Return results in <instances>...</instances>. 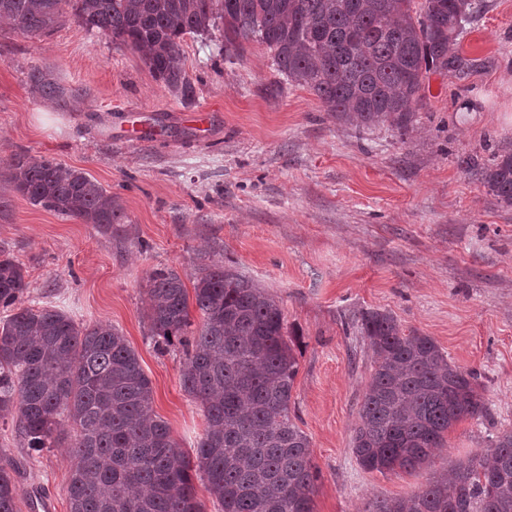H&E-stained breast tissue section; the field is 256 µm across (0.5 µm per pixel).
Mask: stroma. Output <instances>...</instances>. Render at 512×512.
I'll list each match as a JSON object with an SVG mask.
<instances>
[{"label":"stroma","instance_id":"1","mask_svg":"<svg viewBox=\"0 0 512 512\" xmlns=\"http://www.w3.org/2000/svg\"><path fill=\"white\" fill-rule=\"evenodd\" d=\"M223 29L185 35L195 83L182 101L141 53L80 27L21 36L0 22V246L29 284L25 305L119 329L152 383V409L195 454L201 406L183 389L182 349L149 337V275L191 283L221 262L279 302L299 371L290 412L320 472L315 512H367L423 489L433 474L480 453L512 427V207L463 162L512 148V0H485L459 38L463 73L430 74L407 133L347 126L308 88L283 84L259 40L223 53ZM56 69L87 89L83 111L33 99L28 74ZM208 108L207 130L189 115ZM25 152L86 172L120 198L111 233L33 205L10 190L6 164ZM392 313L432 337L450 362L476 370L487 410L464 419L430 462L382 474L359 466L354 430L375 356L360 336L364 310ZM14 470L16 512H69L66 446L23 447L0 422Z\"/></svg>","mask_w":512,"mask_h":512}]
</instances>
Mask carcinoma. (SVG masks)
Masks as SVG:
<instances>
[{"mask_svg": "<svg viewBox=\"0 0 512 512\" xmlns=\"http://www.w3.org/2000/svg\"><path fill=\"white\" fill-rule=\"evenodd\" d=\"M0 0V18L22 36L48 35L72 14L88 31L144 55L164 88L184 101L186 34L224 25V49L252 38L273 52L287 81L308 87L340 122L387 123L406 133L430 72L459 70L457 38L481 9L476 0ZM33 98L77 112L88 93L65 87L50 67L28 75ZM15 192L32 204L109 232L127 217L85 173L45 157L8 162ZM488 192L512 206V150L480 167ZM147 320L162 349L185 350L181 385L200 402L205 428L197 470L224 512H314L318 469L290 403L298 361L280 305L258 285L213 263L188 294L172 269L151 272ZM25 270L0 248V421L28 448H52L72 426L70 512H205L190 459L153 415L151 382L123 334L83 325L53 306L25 307ZM200 314L191 334L189 300ZM377 366L365 393L352 452L369 471H412L444 435L485 411L478 374L448 361L433 338L404 333L389 312L358 320ZM12 462L0 456V512H16ZM368 512H512V428L480 454L434 474L409 497Z\"/></svg>", "mask_w": 512, "mask_h": 512, "instance_id": "carcinoma-1", "label": "carcinoma"}]
</instances>
